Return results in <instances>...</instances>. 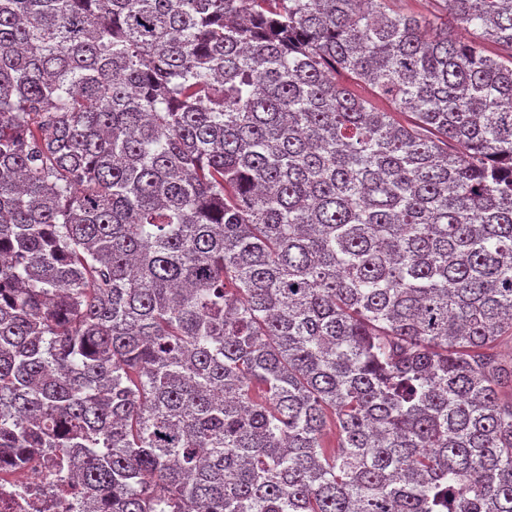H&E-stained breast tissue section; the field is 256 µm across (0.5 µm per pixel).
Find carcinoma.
I'll return each instance as SVG.
<instances>
[{
	"instance_id": "cac0c4a2",
	"label": "carcinoma",
	"mask_w": 512,
	"mask_h": 512,
	"mask_svg": "<svg viewBox=\"0 0 512 512\" xmlns=\"http://www.w3.org/2000/svg\"><path fill=\"white\" fill-rule=\"evenodd\" d=\"M392 2L0 0L16 476L56 448L90 509L512 512V0Z\"/></svg>"
}]
</instances>
